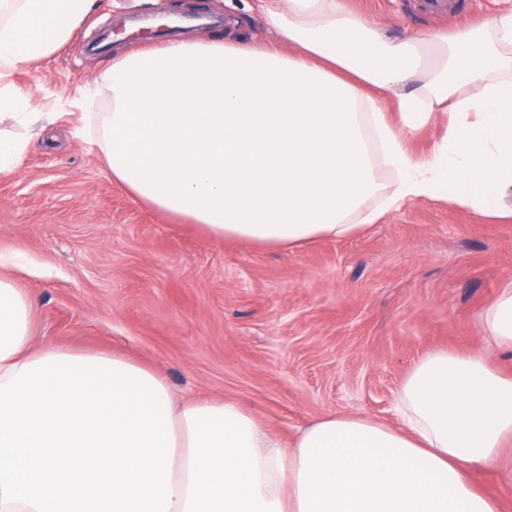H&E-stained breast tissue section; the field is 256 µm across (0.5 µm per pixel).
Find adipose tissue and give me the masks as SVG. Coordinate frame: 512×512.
<instances>
[{
	"label": "adipose tissue",
	"mask_w": 512,
	"mask_h": 512,
	"mask_svg": "<svg viewBox=\"0 0 512 512\" xmlns=\"http://www.w3.org/2000/svg\"><path fill=\"white\" fill-rule=\"evenodd\" d=\"M92 5L0 0V123L57 120L33 111L12 75L53 56ZM265 20L275 45L176 41L119 55L99 73L112 107L98 146L135 202L216 239L288 250L352 236L418 198L512 217L498 205L512 189V13L407 39L339 0H275ZM438 113L443 136L415 156L410 135ZM374 142L397 173L385 197ZM376 197L379 208L365 210ZM485 326L512 352V287ZM35 333L29 293L1 277L0 384L56 355L35 348ZM395 405L397 425L329 414L286 443L237 401L171 402L169 512H502L472 475L512 446V375L479 353L432 349Z\"/></svg>",
	"instance_id": "adipose-tissue-1"
}]
</instances>
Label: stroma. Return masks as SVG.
Returning <instances> with one entry per match:
<instances>
[{
    "label": "stroma",
    "mask_w": 512,
    "mask_h": 512,
    "mask_svg": "<svg viewBox=\"0 0 512 512\" xmlns=\"http://www.w3.org/2000/svg\"><path fill=\"white\" fill-rule=\"evenodd\" d=\"M393 36L453 34L512 0H341ZM263 0H95L54 56L13 80L60 119L0 176V265L36 301L41 346L130 357L176 396L232 398L284 437L329 413L395 423L396 393L426 351L481 352L512 372L486 309L512 283V219L416 199L367 231L294 250L212 239L135 203L95 141L104 95L81 97L114 56L209 34L272 40Z\"/></svg>",
    "instance_id": "35a3bbf8"
}]
</instances>
